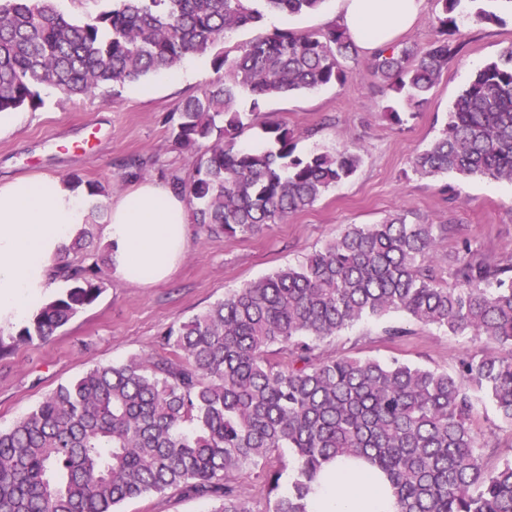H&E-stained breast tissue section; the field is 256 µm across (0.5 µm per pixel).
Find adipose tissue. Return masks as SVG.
Returning a JSON list of instances; mask_svg holds the SVG:
<instances>
[{"mask_svg":"<svg viewBox=\"0 0 512 512\" xmlns=\"http://www.w3.org/2000/svg\"><path fill=\"white\" fill-rule=\"evenodd\" d=\"M342 26L359 48L394 42L417 20L424 0H336ZM89 194L59 179L0 183V329L25 320L53 285L54 259L84 224ZM188 213L170 186L141 182L110 207L107 240L119 278L149 285L166 278L186 250ZM397 512L383 475L361 461L336 460L311 496L312 512Z\"/></svg>","mask_w":512,"mask_h":512,"instance_id":"obj_1","label":"adipose tissue"}]
</instances>
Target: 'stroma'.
<instances>
[{
    "mask_svg": "<svg viewBox=\"0 0 512 512\" xmlns=\"http://www.w3.org/2000/svg\"><path fill=\"white\" fill-rule=\"evenodd\" d=\"M498 22L462 26L455 39L460 52L449 61L428 104L403 124L385 119L382 108L394 92L372 77L371 56L359 53L346 63L344 84L277 96L265 101L262 119L295 129L297 153L360 148L356 174L319 199L313 207L251 237L207 236L188 226L184 259L160 283L141 286L117 278L107 261V216L91 214L93 244L88 262H100L105 288L97 300L55 336L20 346L0 358V426L28 412L44 395L97 364L152 354L157 338L223 300L232 289L279 268L298 263L350 224H377L407 211L412 220L444 224L448 237L438 262L449 267L462 245L489 259L512 253V182L487 178L461 180L448 174L422 178L411 170L413 157L445 124L457 96L477 70L512 45V8L497 4ZM335 0L300 16L271 15L263 25L227 39L236 46L279 28L318 30L337 22ZM212 54L199 57L195 74L171 80L162 75L126 84L119 92L104 88L83 96L45 90L37 108L24 107L0 124V181L18 177L69 179L115 188L124 195L141 180L172 184L193 171L194 154L176 149L168 116L179 103L198 96L215 79ZM408 331L397 344L384 330ZM479 344L392 314L366 319L345 329L326 347L330 354L402 361L454 371L466 352ZM484 462L493 469L512 460V427L500 423L485 397L477 399V422ZM210 499L177 491L124 502L120 512H210Z\"/></svg>",
    "mask_w": 512,
    "mask_h": 512,
    "instance_id": "stroma-1",
    "label": "stroma"
}]
</instances>
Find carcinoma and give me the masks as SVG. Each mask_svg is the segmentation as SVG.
<instances>
[{
    "mask_svg": "<svg viewBox=\"0 0 512 512\" xmlns=\"http://www.w3.org/2000/svg\"><path fill=\"white\" fill-rule=\"evenodd\" d=\"M324 2L112 0L74 22L56 0H0V112L37 106L44 89L86 95L174 70L269 14L312 13ZM492 2L436 0V38L378 49L371 74L423 107L460 51L448 33L498 21ZM358 53L333 24L273 30L216 55L224 74L170 118L173 145L197 153L175 183L195 204L194 223L214 236L255 235L356 173L358 148L301 155L297 132L276 121L261 122L271 148H242L238 138L267 98L342 83ZM412 170L512 182V46L477 72ZM446 238L448 225L405 213L351 224L298 264L168 327L155 353L58 386L0 428V512H119L172 489L214 500L212 512H252L237 482L246 467L262 478L267 512H310L316 481L338 458L382 472L398 512H512V461L487 471L474 428L477 393L512 427V256L493 261L465 246L450 285L437 261ZM85 240L78 234L55 263L54 278L69 288L0 336V357L49 340L102 293L95 267L69 259ZM390 314L499 351L467 353L453 373L325 352L342 330ZM281 448L293 450L291 461Z\"/></svg>",
    "mask_w": 512,
    "mask_h": 512,
    "instance_id": "carcinoma-1",
    "label": "carcinoma"
}]
</instances>
